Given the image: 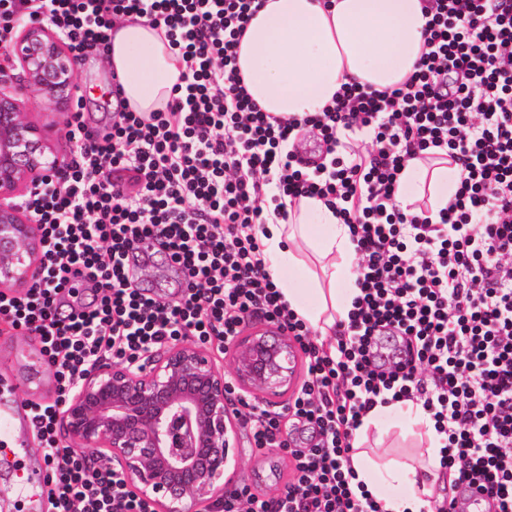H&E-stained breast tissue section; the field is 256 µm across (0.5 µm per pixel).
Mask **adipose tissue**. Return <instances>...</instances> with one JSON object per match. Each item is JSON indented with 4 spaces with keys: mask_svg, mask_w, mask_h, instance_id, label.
I'll return each instance as SVG.
<instances>
[{
    "mask_svg": "<svg viewBox=\"0 0 512 512\" xmlns=\"http://www.w3.org/2000/svg\"><path fill=\"white\" fill-rule=\"evenodd\" d=\"M424 0H266L246 25L237 46V67L251 99L279 117L320 111L342 84L357 82L384 90L409 75L424 50ZM109 63L124 78L131 110L154 112L171 96L182 66L158 30L130 20L112 30ZM448 162H408L401 177L402 201L427 197L431 211L448 204ZM324 225L314 238L310 227ZM266 269L295 314L321 337L332 336L346 319L360 290L349 271L354 253L347 225L322 200L303 198L288 220L266 227ZM303 268L314 295L306 303L285 273ZM396 414L424 429L428 466L439 459L441 437L420 401L402 399L376 405L362 419L353 439L351 466L383 512H424L428 503L406 466L379 464L366 449L367 433L381 417Z\"/></svg>",
    "mask_w": 512,
    "mask_h": 512,
    "instance_id": "ef3b65f1",
    "label": "adipose tissue"
}]
</instances>
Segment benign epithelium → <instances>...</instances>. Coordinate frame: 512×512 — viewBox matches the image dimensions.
<instances>
[{
    "mask_svg": "<svg viewBox=\"0 0 512 512\" xmlns=\"http://www.w3.org/2000/svg\"><path fill=\"white\" fill-rule=\"evenodd\" d=\"M10 58L26 86L50 106L72 97L77 61L46 25L16 23ZM0 288H25L38 274L42 230L23 200L43 173L61 166L44 130L0 81ZM295 345L268 328L230 345L233 384L262 400L295 387ZM224 369L187 339L149 353L139 366H95L78 379L58 415L66 454H94L121 468L155 512H211L224 497L237 419Z\"/></svg>",
    "mask_w": 512,
    "mask_h": 512,
    "instance_id": "7a95c632",
    "label": "benign epithelium"
}]
</instances>
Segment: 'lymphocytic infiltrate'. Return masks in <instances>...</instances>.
<instances>
[{"mask_svg":"<svg viewBox=\"0 0 512 512\" xmlns=\"http://www.w3.org/2000/svg\"><path fill=\"white\" fill-rule=\"evenodd\" d=\"M264 0H0V42L16 20L49 23L78 59L109 51L113 22L163 33L183 70L163 109L135 112L122 90L109 133L82 106L66 118L58 171L27 195L42 226V265L23 293H0V328L37 337L53 401L30 403L50 472L49 512H154L117 468L61 454L55 426L75 381L111 360L140 364L177 339L224 352L261 319L284 330L304 379L283 412L230 393L257 449L283 448L292 478L269 498L243 485L213 512H381L354 493L355 431L367 410L419 399L450 479L437 512L466 485L490 512H512V0H429L425 50L407 79L348 84L318 112L281 119L241 85L237 45ZM317 131L323 161L289 147ZM451 160L448 205H402L409 160ZM321 199L350 229L360 290L336 339L320 344L265 271V226L287 203ZM167 250L185 286L144 295L125 267L145 238ZM95 281L79 302L72 275ZM291 415L314 434L296 445Z\"/></svg>","mask_w":512,"mask_h":512,"instance_id":"f902f5d3","label":"lymphocytic infiltrate"}]
</instances>
